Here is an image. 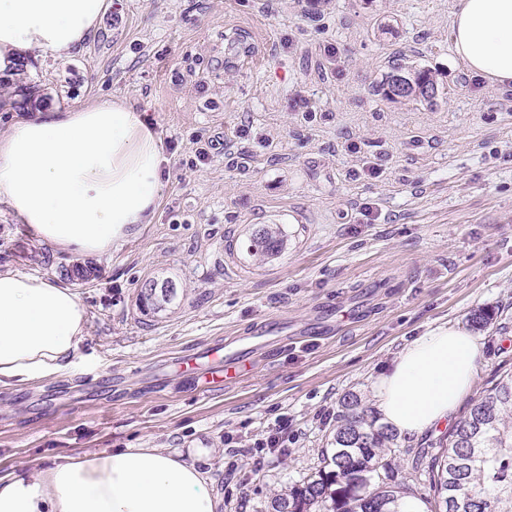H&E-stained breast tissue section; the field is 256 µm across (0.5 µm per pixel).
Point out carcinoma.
Listing matches in <instances>:
<instances>
[{"label": "carcinoma", "mask_w": 512, "mask_h": 512, "mask_svg": "<svg viewBox=\"0 0 512 512\" xmlns=\"http://www.w3.org/2000/svg\"><path fill=\"white\" fill-rule=\"evenodd\" d=\"M413 76L415 88L401 94L399 76ZM439 94L437 75L396 63L380 85L391 101L433 103L427 90ZM279 229L265 227L250 239L257 257L280 252ZM177 294L173 281L141 289L140 301L165 310ZM332 448L322 454L315 471L286 493L270 501V512H404L408 488L391 484L387 460L396 447V434L378 423L348 394L340 402ZM443 451L431 457L430 488L439 499V512H512V374L499 379L460 417L444 437Z\"/></svg>", "instance_id": "cac0c4a2"}]
</instances>
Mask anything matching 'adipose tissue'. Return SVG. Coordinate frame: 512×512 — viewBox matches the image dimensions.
<instances>
[{
	"mask_svg": "<svg viewBox=\"0 0 512 512\" xmlns=\"http://www.w3.org/2000/svg\"><path fill=\"white\" fill-rule=\"evenodd\" d=\"M108 0H0V78L32 59L72 58L99 28ZM450 38L470 75L512 86V0H458ZM167 158L144 112L121 100L39 112L0 132V199L44 242L85 257L153 223ZM87 312L69 288L0 272V383L58 371L84 340ZM477 336L438 326L410 340L373 387L384 422L418 437L470 394ZM181 452L117 448L63 457L0 477V512H216Z\"/></svg>",
	"mask_w": 512,
	"mask_h": 512,
	"instance_id": "1",
	"label": "adipose tissue"
}]
</instances>
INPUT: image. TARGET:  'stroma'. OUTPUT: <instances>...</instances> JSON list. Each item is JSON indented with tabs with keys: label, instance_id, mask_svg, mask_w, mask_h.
<instances>
[{
	"label": "stroma",
	"instance_id": "obj_1",
	"mask_svg": "<svg viewBox=\"0 0 512 512\" xmlns=\"http://www.w3.org/2000/svg\"><path fill=\"white\" fill-rule=\"evenodd\" d=\"M457 2L111 0L74 60L26 72L30 103L0 84V130L121 98L168 159L154 223L97 258L42 242L0 200V271L60 283L87 310L76 358L0 385V476L206 448L196 466L218 512H267L329 448L343 397L374 408L376 378L415 336L494 309L460 412L512 371V87L455 56ZM399 54L436 72L433 105L377 93ZM266 224L283 247L259 262L249 239ZM82 262L93 276L70 277ZM166 280V310L141 305ZM217 344L245 350L222 385L180 371ZM283 424L285 449L259 447ZM442 436H398L390 454L423 512ZM158 283L148 284V288H141L140 301L147 306H151L154 311L165 310L177 294V289L173 281L166 280L157 288Z\"/></svg>",
	"mask_w": 512,
	"mask_h": 512
}]
</instances>
